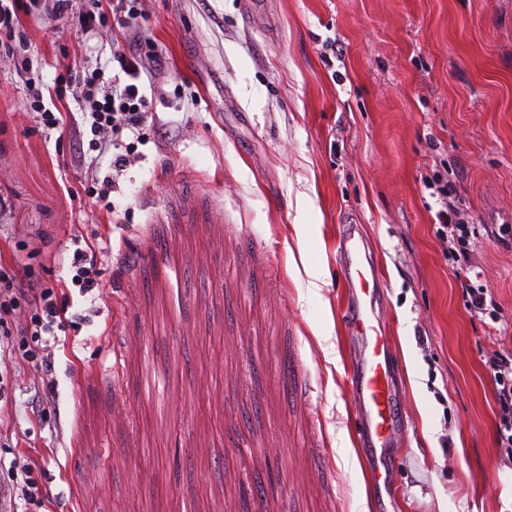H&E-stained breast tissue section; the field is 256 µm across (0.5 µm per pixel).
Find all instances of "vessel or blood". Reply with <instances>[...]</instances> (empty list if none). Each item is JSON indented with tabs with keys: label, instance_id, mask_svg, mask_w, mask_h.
Masks as SVG:
<instances>
[{
	"label": "vessel or blood",
	"instance_id": "1",
	"mask_svg": "<svg viewBox=\"0 0 512 512\" xmlns=\"http://www.w3.org/2000/svg\"><path fill=\"white\" fill-rule=\"evenodd\" d=\"M343 273L353 290L357 313L352 332L362 343L361 372L352 376L360 410L373 447L393 445L395 422L391 416V357L372 309V298L380 285V271L367 253L362 240L348 236L340 239Z\"/></svg>",
	"mask_w": 512,
	"mask_h": 512
}]
</instances>
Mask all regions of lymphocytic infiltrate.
Returning a JSON list of instances; mask_svg holds the SVG:
<instances>
[{"instance_id":"obj_1","label":"lymphocytic infiltrate","mask_w":512,"mask_h":512,"mask_svg":"<svg viewBox=\"0 0 512 512\" xmlns=\"http://www.w3.org/2000/svg\"><path fill=\"white\" fill-rule=\"evenodd\" d=\"M100 0H89L85 10L74 11L73 0H0V60H8L26 88L30 108L40 116L42 125L49 130H64L82 120L89 127L90 150L113 148L112 177L105 180L97 198L104 199L117 191L118 179L131 163V149L122 136L139 133L150 118L148 101L140 91L141 76L160 75L165 63L140 29L139 0H111L110 14L99 10ZM40 13L50 19L71 18L82 33L98 30L108 24L121 37L112 47L113 72L101 67H90L69 73L65 83L45 90L35 66L36 58L23 26L25 16ZM81 88L84 112L74 118L66 112V89ZM433 198L439 210L438 234L443 241L465 242L468 228L463 223L447 185H434ZM22 276L17 266L0 260V339L5 340L8 352L42 371H50L51 363L43 355L46 337L54 335L67 320V307L59 305L54 289L34 285H21ZM27 302L32 309L30 321L14 328L15 312L19 302ZM487 369L494 382V398L499 407L495 440L512 461V360L493 357ZM22 495L26 505L43 507L45 495L39 485V474L34 463L13 459L0 460V505L7 498Z\"/></svg>"}]
</instances>
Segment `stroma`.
Masks as SVG:
<instances>
[{
    "label": "stroma",
    "mask_w": 512,
    "mask_h": 512,
    "mask_svg": "<svg viewBox=\"0 0 512 512\" xmlns=\"http://www.w3.org/2000/svg\"><path fill=\"white\" fill-rule=\"evenodd\" d=\"M140 3L166 68L140 81L156 123L124 133L111 209L88 197L110 156L45 129L0 62V257L74 317L51 375L0 371V457L35 460L49 512H359L364 491L370 512H512L487 370L512 353V0ZM24 25L46 85L110 61L113 34ZM436 176L472 231V269L438 237ZM344 232L383 274L405 425L388 505L333 447L360 428ZM91 244L101 286L84 294L73 254ZM297 246L324 269L320 292L289 277ZM478 287L499 322L471 312Z\"/></svg>",
    "instance_id": "stroma-1"
}]
</instances>
